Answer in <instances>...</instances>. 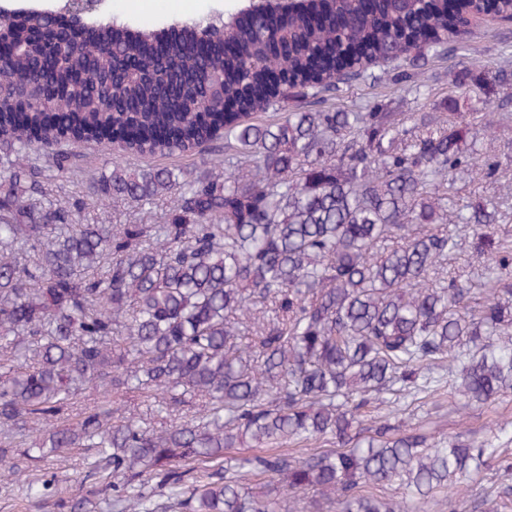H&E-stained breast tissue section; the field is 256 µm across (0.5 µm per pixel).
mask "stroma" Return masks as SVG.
I'll return each mask as SVG.
<instances>
[{
	"instance_id": "1",
	"label": "stroma",
	"mask_w": 512,
	"mask_h": 512,
	"mask_svg": "<svg viewBox=\"0 0 512 512\" xmlns=\"http://www.w3.org/2000/svg\"><path fill=\"white\" fill-rule=\"evenodd\" d=\"M246 0H151L149 6L136 5L135 0H105L99 15L120 23H129L145 29H159L177 21L199 19L209 15H227ZM466 43L478 46L483 61L497 65H512V25L487 24L471 28L465 35ZM70 154L67 169L57 171L49 163L59 154ZM33 165L46 169L51 195L59 201L75 197H89L93 181L110 173L113 163L127 167L140 166L142 160L119 145L108 142L74 149L71 142L63 141L49 148L29 154ZM167 209L158 204L152 209L140 208L121 202L93 204L86 212L91 224H153ZM455 391L440 388L435 392L419 394L407 408V425L420 428L430 439L437 441L458 432L470 433L476 439H484L489 426L495 421H512V393L501 397L489 407H471L463 414L449 410V402L455 399ZM88 496L94 512H113L112 494L101 486H83L73 489L63 484L53 488L51 494L41 500L28 495L24 483L0 480V512H60L58 502L74 492ZM422 512H512V475L503 476L497 465H490L474 482L468 493L448 502L444 495H436L422 507Z\"/></svg>"
}]
</instances>
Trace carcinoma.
I'll return each instance as SVG.
<instances>
[{"instance_id":"obj_1","label":"carcinoma","mask_w":512,"mask_h":512,"mask_svg":"<svg viewBox=\"0 0 512 512\" xmlns=\"http://www.w3.org/2000/svg\"><path fill=\"white\" fill-rule=\"evenodd\" d=\"M479 14L475 0H312L269 35L253 10L163 33L91 20L65 47V23L42 8L0 21L3 471L41 498L36 462L92 448L115 512H298L310 490L336 512H407L490 462L511 472L495 445L508 422L432 445L400 429L398 409L364 426L371 404L425 392L444 369L462 408L512 392L506 211L482 196L454 210L486 262L481 301L447 267L448 175L493 186L512 168V151L476 149L512 117V67L463 68L435 92L436 62L481 57L449 26ZM131 49L138 74L118 78ZM359 84L424 103L333 106ZM270 110L282 119L263 122ZM62 137L144 156L222 140L224 171L115 163L94 195L173 206L160 224H84L88 201L50 200L24 163ZM135 396L164 427L114 421ZM320 440L336 447L284 450ZM244 447L262 454L209 467ZM395 483L406 497L375 494Z\"/></svg>"}]
</instances>
